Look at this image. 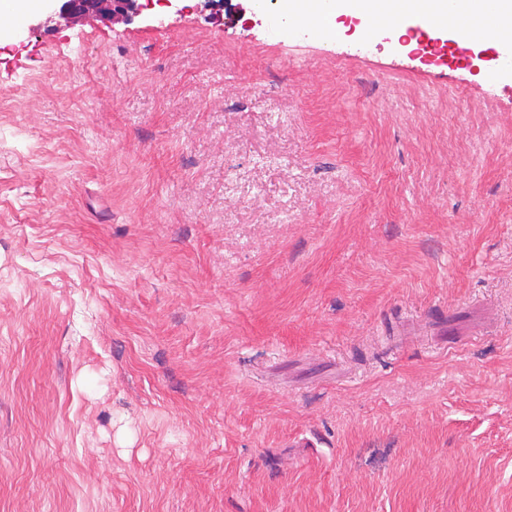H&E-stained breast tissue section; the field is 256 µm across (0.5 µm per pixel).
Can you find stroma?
<instances>
[{
  "instance_id": "stroma-1",
  "label": "stroma",
  "mask_w": 512,
  "mask_h": 512,
  "mask_svg": "<svg viewBox=\"0 0 512 512\" xmlns=\"http://www.w3.org/2000/svg\"><path fill=\"white\" fill-rule=\"evenodd\" d=\"M232 2L0 27V512H512V80Z\"/></svg>"
}]
</instances>
